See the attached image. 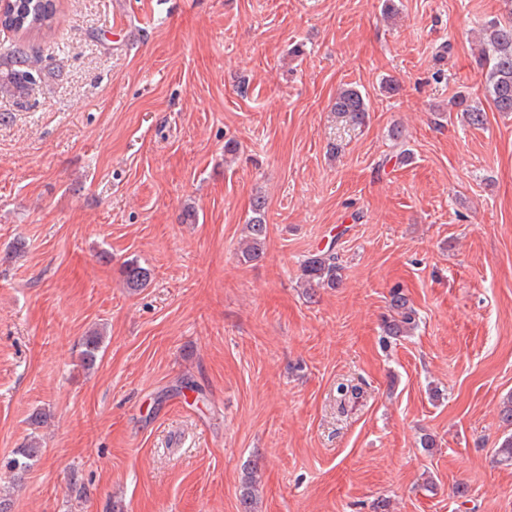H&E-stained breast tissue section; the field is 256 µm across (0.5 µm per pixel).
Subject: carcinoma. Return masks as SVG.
<instances>
[{"instance_id": "obj_1", "label": "carcinoma", "mask_w": 512, "mask_h": 512, "mask_svg": "<svg viewBox=\"0 0 512 512\" xmlns=\"http://www.w3.org/2000/svg\"><path fill=\"white\" fill-rule=\"evenodd\" d=\"M507 16L487 22L483 28L478 62L485 75V92L497 112L512 114V0H504ZM56 17L53 0H14V13L6 14L0 25L6 29L31 31L49 29ZM38 59L29 55L21 46L0 53V90L22 93L31 77V70ZM451 107L463 113L466 122L476 128L485 125L486 111L471 103L469 97L460 93L451 101ZM336 115L352 125H361L368 117V104L362 92L353 87L341 89L333 104ZM266 199L258 196L252 205V217L245 224L247 236L242 243L244 260L261 257L268 236ZM342 267L333 253H318L308 257L302 265V276L309 285L334 287L341 281ZM125 284L132 290L146 287L151 279L150 269L136 259L126 261L122 267ZM417 327V311L401 289L390 292L389 314L383 320L387 336L397 338L409 335ZM103 343V335L93 330L85 336L80 354V366L91 369L97 362ZM40 459V448L24 444L17 448L6 463L10 483L18 485ZM495 462L512 466V435L506 436L496 451ZM258 467L244 466L240 484L239 501L241 512H256L259 494Z\"/></svg>"}]
</instances>
